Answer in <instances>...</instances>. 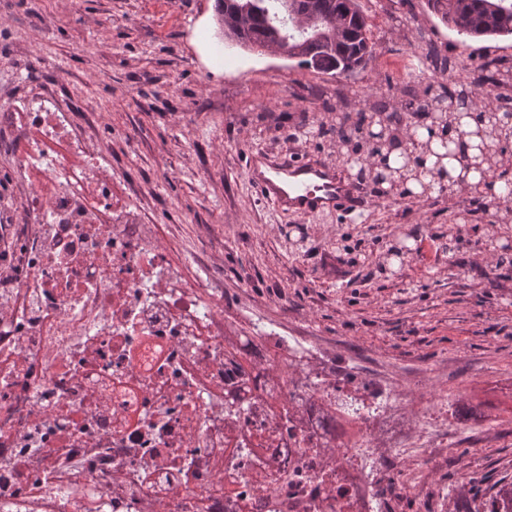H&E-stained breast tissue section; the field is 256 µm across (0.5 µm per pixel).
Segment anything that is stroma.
Returning a JSON list of instances; mask_svg holds the SVG:
<instances>
[{
    "instance_id": "obj_1",
    "label": "stroma",
    "mask_w": 512,
    "mask_h": 512,
    "mask_svg": "<svg viewBox=\"0 0 512 512\" xmlns=\"http://www.w3.org/2000/svg\"><path fill=\"white\" fill-rule=\"evenodd\" d=\"M215 0H0V108L48 85L74 119L129 174L159 240L176 253L217 257L228 322H280L335 349L366 374L404 377L416 399L447 401L457 423L431 482L452 495L461 472L466 512L512 482V240L478 212L453 245L462 194H369L358 218L283 216L246 181L259 148L339 165L329 125L365 100L403 112L441 77L417 46L433 30L462 50L473 81L491 57L512 62V38L459 36L427 7L387 11L361 0L373 57L336 77L226 39ZM197 28L219 38L227 63L209 68ZM325 131H317L318 123ZM507 246L508 262L486 249Z\"/></svg>"
}]
</instances>
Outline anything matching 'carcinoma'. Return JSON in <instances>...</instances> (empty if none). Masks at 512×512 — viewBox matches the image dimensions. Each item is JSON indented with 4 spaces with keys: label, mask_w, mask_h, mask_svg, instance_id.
<instances>
[{
    "label": "carcinoma",
    "mask_w": 512,
    "mask_h": 512,
    "mask_svg": "<svg viewBox=\"0 0 512 512\" xmlns=\"http://www.w3.org/2000/svg\"><path fill=\"white\" fill-rule=\"evenodd\" d=\"M431 12L470 39L512 35V0H427ZM224 35L244 46L276 45L299 65L349 76L372 57L368 18L359 0H215ZM485 112L473 89L444 87L415 112H389L385 104L344 116L333 128L345 147L342 162L378 195L404 196L407 182L428 175L440 184L470 160L496 183L512 188V107Z\"/></svg>",
    "instance_id": "carcinoma-1"
}]
</instances>
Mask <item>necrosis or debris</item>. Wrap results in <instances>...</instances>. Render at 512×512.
I'll return each mask as SVG.
<instances>
[{
    "instance_id": "necrosis-or-debris-1",
    "label": "necrosis or debris",
    "mask_w": 512,
    "mask_h": 512,
    "mask_svg": "<svg viewBox=\"0 0 512 512\" xmlns=\"http://www.w3.org/2000/svg\"><path fill=\"white\" fill-rule=\"evenodd\" d=\"M23 189L0 253V512H429L403 461L448 414L188 281L51 88L0 110Z\"/></svg>"
}]
</instances>
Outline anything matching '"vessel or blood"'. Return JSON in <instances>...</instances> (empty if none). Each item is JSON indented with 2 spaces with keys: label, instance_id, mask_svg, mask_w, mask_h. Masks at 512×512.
Returning a JSON list of instances; mask_svg holds the SVG:
<instances>
[{
  "label": "vessel or blood",
  "instance_id": "obj_1",
  "mask_svg": "<svg viewBox=\"0 0 512 512\" xmlns=\"http://www.w3.org/2000/svg\"><path fill=\"white\" fill-rule=\"evenodd\" d=\"M245 176L250 187L283 215H351L365 204L362 185L342 169L301 157L273 159L263 151L252 153L245 161Z\"/></svg>",
  "mask_w": 512,
  "mask_h": 512
}]
</instances>
